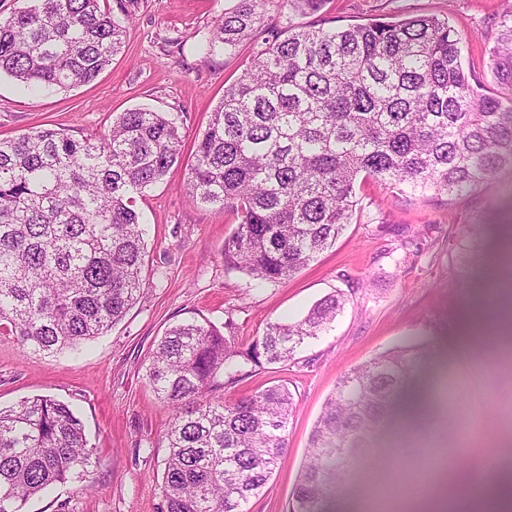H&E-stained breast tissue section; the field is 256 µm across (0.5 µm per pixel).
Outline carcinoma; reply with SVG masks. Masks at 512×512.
<instances>
[{
  "instance_id": "carcinoma-1",
  "label": "carcinoma",
  "mask_w": 512,
  "mask_h": 512,
  "mask_svg": "<svg viewBox=\"0 0 512 512\" xmlns=\"http://www.w3.org/2000/svg\"><path fill=\"white\" fill-rule=\"evenodd\" d=\"M325 0H288L316 13ZM263 0H239L206 40L207 54L253 42L198 139L184 182L189 201L240 214L224 262L259 283L292 276L352 223L357 181L402 193L458 195L512 170V4L489 48L506 95L487 92L461 59L448 19L419 14L346 27H288L257 42ZM125 26L99 0H29L0 19V74L26 88L95 80L122 48ZM182 133L164 112H122L107 133L76 140L40 128L0 138V329L53 354L107 334L143 292L144 232L133 194L181 158ZM336 291L293 322L267 323L242 351L214 324L185 321L161 337L148 385L172 409L165 434L166 512H248L288 448L293 397L275 384L212 397L243 364L288 365L328 332ZM420 346L390 350L340 380L309 438L292 512H325L380 424ZM487 409L512 417V399ZM93 448L71 406L36 396L0 409V512H24L55 484L86 481ZM440 462L420 449L407 485Z\"/></svg>"
}]
</instances>
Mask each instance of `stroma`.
<instances>
[{
	"instance_id": "stroma-1",
	"label": "stroma",
	"mask_w": 512,
	"mask_h": 512,
	"mask_svg": "<svg viewBox=\"0 0 512 512\" xmlns=\"http://www.w3.org/2000/svg\"><path fill=\"white\" fill-rule=\"evenodd\" d=\"M238 0H103L116 20L132 12L125 43L91 83L36 94L0 75V138L39 127L76 139L103 134L119 113L149 108L177 117L182 157L164 179L136 199L144 225L145 290L124 319L78 350L53 355L23 347L0 331V407L37 395L72 405L82 418L95 490L68 482L30 500L25 512H165L161 493L164 444L171 409L145 380L149 357L170 325L207 320L246 349L274 319L301 318L335 291L348 302L332 331L313 340L298 364L243 367L224 396L238 399L277 382L287 383L296 405L288 451L267 492L249 512H289L312 426L339 379L382 352L430 349L410 388L426 399L432 389L456 383L466 389L462 415L477 444L450 476L435 481L454 489L473 472H486L493 455H512V423L485 413L487 395L512 394V372L500 369L487 343L465 342L476 314L495 329L501 310L497 281L512 272V236L497 233L512 222V172L488 187L450 199L400 193L360 182L352 224L335 245L292 277L255 285L224 264V242L238 224L232 209L191 203L183 182L196 140L224 88L247 64L251 46L232 54H205L209 31ZM503 0H326L314 14L291 15L287 0H266V23L334 26L377 18L435 14L448 18L461 39L465 67L486 86L494 81L488 48L498 32ZM371 450L336 498L333 512H385L384 500L405 477L418 450L392 442L387 429L371 436Z\"/></svg>"
}]
</instances>
